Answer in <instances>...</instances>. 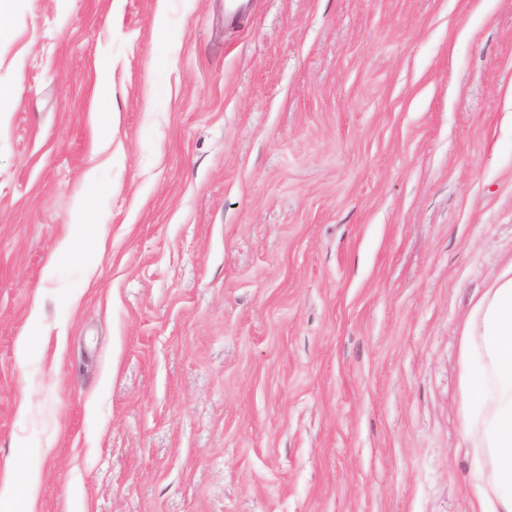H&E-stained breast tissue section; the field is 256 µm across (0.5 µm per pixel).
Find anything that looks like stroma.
I'll return each mask as SVG.
<instances>
[{
	"label": "stroma",
	"mask_w": 512,
	"mask_h": 512,
	"mask_svg": "<svg viewBox=\"0 0 512 512\" xmlns=\"http://www.w3.org/2000/svg\"><path fill=\"white\" fill-rule=\"evenodd\" d=\"M167 2L0 40V470L39 512H471L512 0ZM78 210L105 248L56 258ZM40 475L33 471H20L12 467L6 477L0 481V507H10L19 496L29 504L28 511H35L38 502Z\"/></svg>",
	"instance_id": "obj_1"
}]
</instances>
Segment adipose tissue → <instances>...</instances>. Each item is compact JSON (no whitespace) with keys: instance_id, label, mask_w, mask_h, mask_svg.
Masks as SVG:
<instances>
[{"instance_id":"ef3b65f1","label":"adipose tissue","mask_w":512,"mask_h":512,"mask_svg":"<svg viewBox=\"0 0 512 512\" xmlns=\"http://www.w3.org/2000/svg\"><path fill=\"white\" fill-rule=\"evenodd\" d=\"M466 358L459 430L484 458L471 479L472 512H512V263L475 301L461 333ZM40 476L10 469L0 507L25 498L36 506Z\"/></svg>"}]
</instances>
